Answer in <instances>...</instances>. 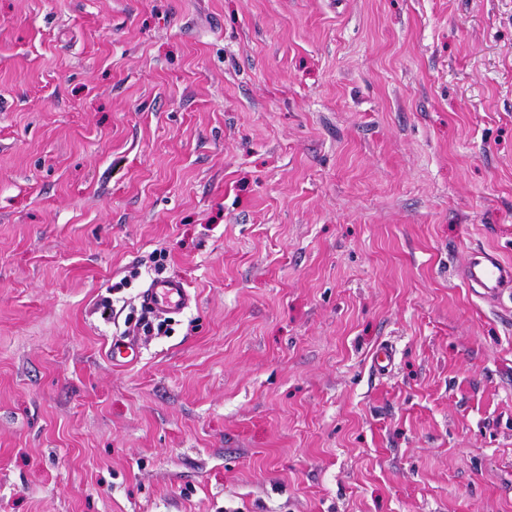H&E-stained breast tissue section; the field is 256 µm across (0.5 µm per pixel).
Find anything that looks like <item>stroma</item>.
Returning a JSON list of instances; mask_svg holds the SVG:
<instances>
[{"mask_svg": "<svg viewBox=\"0 0 512 512\" xmlns=\"http://www.w3.org/2000/svg\"><path fill=\"white\" fill-rule=\"evenodd\" d=\"M477 248L512 0H0V512H512ZM142 298L153 312L171 318L183 313L195 300L186 283L178 278L153 279Z\"/></svg>", "mask_w": 512, "mask_h": 512, "instance_id": "1", "label": "stroma"}]
</instances>
